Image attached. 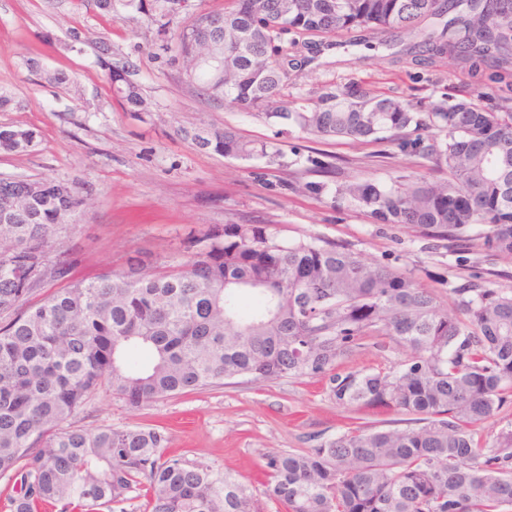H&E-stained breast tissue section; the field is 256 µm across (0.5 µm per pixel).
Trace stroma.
Here are the masks:
<instances>
[{"mask_svg":"<svg viewBox=\"0 0 512 512\" xmlns=\"http://www.w3.org/2000/svg\"><path fill=\"white\" fill-rule=\"evenodd\" d=\"M157 30L132 7L105 15L92 0H0V87L16 102L0 112V126L36 133L26 152L0 154V175L78 182L82 203L49 243L51 253L77 257L74 278L121 270L134 256L183 261L182 240L212 224H265L280 240L318 238L347 246L364 262L412 272L444 314L456 313L452 290L464 283L512 289V261L486 251L479 236L463 246L427 239L408 224L373 223L353 204L333 205L329 193L354 178L391 186L402 176L436 180L441 171L394 145L320 139L226 107L185 81L182 63L160 51ZM105 47L114 63L129 66L147 111H126L114 98L98 63ZM357 53L359 63L346 64L339 52L332 65L306 71L298 80L302 92L333 81L425 104L476 91L497 100L512 96V67L488 62L474 72L445 59L396 62L383 47ZM49 72L65 73L68 84L48 83ZM227 126L273 145L282 164L227 158L198 145V137ZM311 153L331 171H308L304 157ZM308 181L329 190L299 191ZM71 422L164 429L168 455L257 485L266 452L303 450L363 426L399 427L403 416L385 407L344 408L327 378L305 377L228 380L137 409L107 389Z\"/></svg>","mask_w":512,"mask_h":512,"instance_id":"35a3bbf8","label":"stroma"}]
</instances>
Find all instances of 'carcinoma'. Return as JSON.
Here are the masks:
<instances>
[{"label":"carcinoma","instance_id":"carcinoma-1","mask_svg":"<svg viewBox=\"0 0 512 512\" xmlns=\"http://www.w3.org/2000/svg\"><path fill=\"white\" fill-rule=\"evenodd\" d=\"M150 7H145V2ZM173 33L184 74L209 97L315 137L397 142L448 178L336 187L376 224H410L512 259V98L478 92L424 110L409 97L329 82L288 99L306 68L338 48L391 47L403 34L429 58L476 67L512 60V0H124ZM220 16L224 28L207 21ZM207 56L224 60L216 77ZM117 99L147 111L129 69L105 56ZM29 129L0 128V152L27 151ZM208 146L247 160L282 154L216 130ZM79 184L0 178V476L3 512H512V430L483 446L478 427L512 395V289H453L461 316L438 312L416 280L320 239L281 241L265 224H215L186 261L73 281L76 258L47 243L79 205ZM48 282L61 287L40 295ZM407 358L388 371L335 372L368 346ZM329 377L346 408H394L406 427L359 428L265 456L260 494L202 461L168 457L157 428L64 423L103 387L132 408L249 377Z\"/></svg>","mask_w":512,"mask_h":512}]
</instances>
